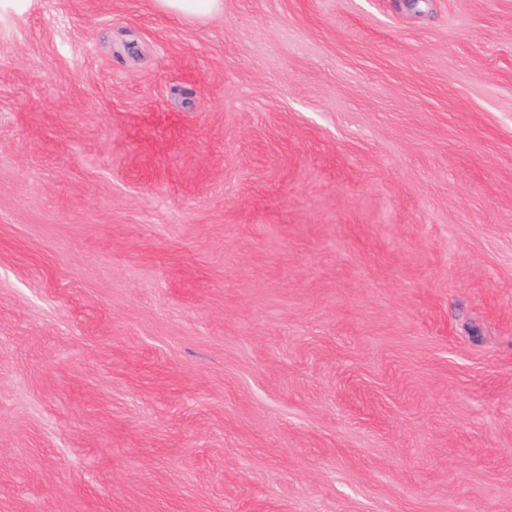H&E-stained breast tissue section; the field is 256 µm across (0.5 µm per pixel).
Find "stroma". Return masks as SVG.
<instances>
[{
  "label": "stroma",
  "mask_w": 512,
  "mask_h": 512,
  "mask_svg": "<svg viewBox=\"0 0 512 512\" xmlns=\"http://www.w3.org/2000/svg\"><path fill=\"white\" fill-rule=\"evenodd\" d=\"M0 512H512V0H0ZM164 14L184 17L216 18L224 15V0H153Z\"/></svg>",
  "instance_id": "1"
}]
</instances>
